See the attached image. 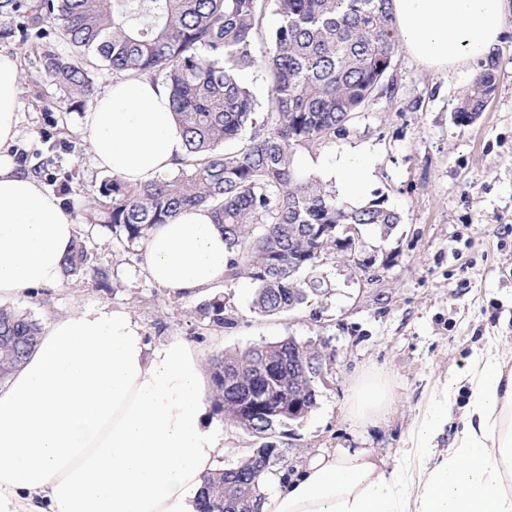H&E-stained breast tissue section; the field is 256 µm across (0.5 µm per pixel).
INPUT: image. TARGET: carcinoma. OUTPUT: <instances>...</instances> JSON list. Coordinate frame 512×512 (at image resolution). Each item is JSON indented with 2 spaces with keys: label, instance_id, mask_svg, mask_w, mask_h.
<instances>
[{
  "label": "carcinoma",
  "instance_id": "cac0c4a2",
  "mask_svg": "<svg viewBox=\"0 0 512 512\" xmlns=\"http://www.w3.org/2000/svg\"><path fill=\"white\" fill-rule=\"evenodd\" d=\"M269 10L278 24L259 60L250 46ZM0 13L19 19L23 39L39 52V79L59 86L71 111L94 99L95 74L86 59L55 52L47 43L54 34L96 52L118 79L147 76L170 90L186 148L178 175L143 187L108 178L93 191L88 220L112 225L134 244L183 208H209L231 254L226 280L251 281L257 315L277 316L327 296L316 263L329 250L352 248L351 227L372 225L386 237L402 222L381 201L339 204L295 167L299 151L349 135L362 105L383 88L398 42L391 0H0ZM255 67L270 80L263 104L240 79ZM497 68L493 57L483 66L455 108L457 122L469 124L483 111ZM226 143L233 147L220 149ZM91 260L79 238L63 272L78 277ZM198 313L212 326L231 324L219 296ZM40 331L28 315L0 309V382ZM265 363L273 365L269 380L261 375ZM326 365L323 351L291 336L213 358L216 411L269 452L208 475L199 512L259 510V476L282 461L274 449L284 445L290 421L315 407V379ZM261 389L289 401L296 416L270 421L247 411L248 395Z\"/></svg>",
  "mask_w": 512,
  "mask_h": 512
}]
</instances>
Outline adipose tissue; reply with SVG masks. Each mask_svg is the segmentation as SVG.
<instances>
[{
    "instance_id": "ef3b65f1",
    "label": "adipose tissue",
    "mask_w": 512,
    "mask_h": 512,
    "mask_svg": "<svg viewBox=\"0 0 512 512\" xmlns=\"http://www.w3.org/2000/svg\"><path fill=\"white\" fill-rule=\"evenodd\" d=\"M506 0H392L406 50L445 72L490 55ZM15 56L0 52V150L18 134ZM82 134L97 168L133 186L174 169L185 153L170 91L149 78L115 80L86 112ZM349 199L371 177L345 153L324 168ZM79 226L55 195L0 153V301L60 284ZM231 255L205 207H190L145 240L159 287L199 295L223 283ZM469 397L449 446L437 440L460 384ZM183 339L149 346L126 311L89 304L51 320L25 362L0 384V512H196L224 454V423ZM393 402L379 379L357 383L352 414L378 425ZM260 512H512V371L493 348L444 381L393 470L364 450L322 453L291 477L266 473Z\"/></svg>"
}]
</instances>
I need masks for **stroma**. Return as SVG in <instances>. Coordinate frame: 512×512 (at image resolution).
<instances>
[{
	"mask_svg": "<svg viewBox=\"0 0 512 512\" xmlns=\"http://www.w3.org/2000/svg\"><path fill=\"white\" fill-rule=\"evenodd\" d=\"M0 51L16 55L23 73L8 154L21 170L37 172L44 190L61 194L93 255L82 277L34 289L13 308L41 324L86 304L122 309L150 345L174 336L190 343L205 372L214 355L262 341L292 336L317 345L330 361L316 382V406L288 427L280 472L339 449L370 451L394 468L437 382L457 376L490 345L512 364V13L495 52L496 87L473 122L456 123L453 111L482 61L438 73L399 45L391 93L366 103L348 136L298 152L297 169L314 178L341 153L364 154L373 168L367 201L397 210L402 222L386 238L361 227L353 256H324L316 272L331 291L298 310L262 317L250 309L249 279L217 286L232 320L224 328L199 320L198 298L174 297L147 278L142 245L116 237L111 225L86 223L87 196L107 174L92 163L84 114L67 111L62 91L37 80L40 61L5 16ZM375 372L387 380L393 404L379 425L368 426L351 419L348 399L355 380Z\"/></svg>",
	"mask_w": 512,
	"mask_h": 512,
	"instance_id": "obj_1",
	"label": "stroma"
}]
</instances>
